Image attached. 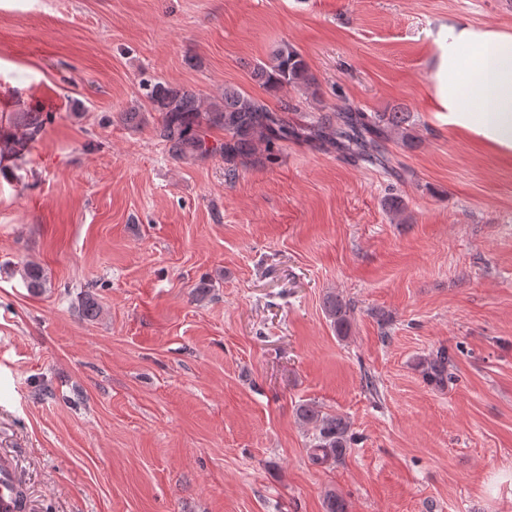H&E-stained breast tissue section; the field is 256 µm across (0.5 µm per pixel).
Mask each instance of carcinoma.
Returning a JSON list of instances; mask_svg holds the SVG:
<instances>
[{
  "mask_svg": "<svg viewBox=\"0 0 512 512\" xmlns=\"http://www.w3.org/2000/svg\"><path fill=\"white\" fill-rule=\"evenodd\" d=\"M254 77L270 91H278L285 86L309 87L313 84L308 62L287 43L282 44L269 60L255 64ZM140 89L150 111L160 114L159 136L175 157L212 151L200 134L204 125L224 130V144L219 150L229 164L254 154L259 142L270 146L290 138L329 141L354 159L365 162L382 160L379 144L392 136L406 146H414L411 114L401 109L372 114L344 112L337 126L329 118L319 116L294 128L288 125L281 113L235 88L227 87L221 97L209 100L154 78L142 79ZM49 121L50 117L41 112L20 113L16 128L0 130V158L21 155L26 144L34 140ZM23 277L27 287L34 291L46 286L45 272L37 265L26 266ZM324 310L336 327L337 335L346 336L351 303L338 294L328 295L324 300ZM450 366L451 358L444 346L431 351L417 364L423 377L438 386L448 382ZM297 418L315 429L309 448V457L314 464L330 465L342 458L351 440L348 420L342 416L328 417L314 404L300 406ZM324 509L325 512H349V503L343 495L331 490L325 496Z\"/></svg>",
  "mask_w": 512,
  "mask_h": 512,
  "instance_id": "cac0c4a2",
  "label": "carcinoma"
}]
</instances>
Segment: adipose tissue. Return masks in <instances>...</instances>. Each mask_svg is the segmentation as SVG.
<instances>
[{
	"mask_svg": "<svg viewBox=\"0 0 512 512\" xmlns=\"http://www.w3.org/2000/svg\"><path fill=\"white\" fill-rule=\"evenodd\" d=\"M428 92L448 125L512 156V33L448 20L431 31Z\"/></svg>",
	"mask_w": 512,
	"mask_h": 512,
	"instance_id": "adipose-tissue-1",
	"label": "adipose tissue"
}]
</instances>
